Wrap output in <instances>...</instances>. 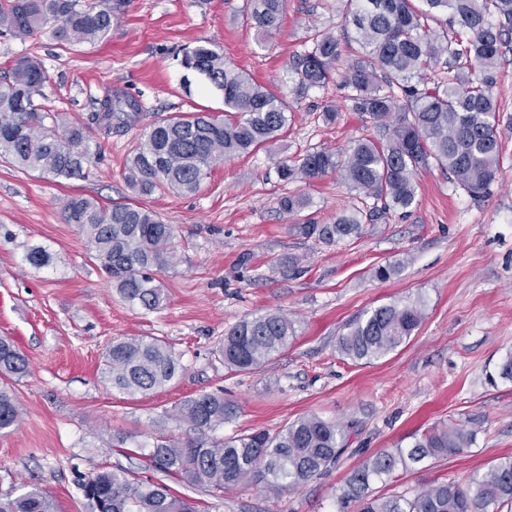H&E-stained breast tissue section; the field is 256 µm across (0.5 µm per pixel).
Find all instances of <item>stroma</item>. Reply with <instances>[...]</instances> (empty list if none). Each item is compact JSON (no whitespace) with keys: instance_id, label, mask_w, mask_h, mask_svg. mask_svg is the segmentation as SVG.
Returning <instances> with one entry per match:
<instances>
[{"instance_id":"1","label":"stroma","mask_w":512,"mask_h":512,"mask_svg":"<svg viewBox=\"0 0 512 512\" xmlns=\"http://www.w3.org/2000/svg\"><path fill=\"white\" fill-rule=\"evenodd\" d=\"M247 11L248 0H121L118 22L101 41L69 46L47 31L0 35V83L15 59L38 58L49 76L42 103L64 121L86 119L109 87L143 106L130 130L93 136L86 179L57 183L0 159V337L29 361L28 374L13 385L23 420L0 433V495L35 484L53 497L56 512H86L80 484L106 468L163 482L199 512H338L355 468L409 446L434 425L464 424L474 434L470 448L373 482L371 495L410 498L441 482L466 483L512 457V380L499 375L512 353V125L500 126V170L482 201L433 165L415 175L410 213H389L358 237L316 243L297 224H328L373 201L337 173L282 182L277 163L322 147L342 154L362 137L384 143L389 131L354 112L339 84L299 97L283 81L312 28L340 40L338 68L360 55L346 0H285L281 28L262 42ZM201 40L283 96L288 129L275 145L215 166L196 193L135 196L124 179L126 161L158 116L224 109L222 95L181 65L184 50ZM329 105L336 108L332 123L321 116ZM71 194L105 205L136 201L173 225L177 259L157 275L160 309L148 312L119 296L83 235L64 220L61 200ZM288 194L308 198V208L280 213L278 200ZM33 247L50 253L49 266L26 262ZM389 264L396 273L376 279L374 269ZM417 299L424 318L396 351L368 363L341 354L337 340L356 317ZM269 311L295 322L296 337L281 355L249 373L212 358L229 327ZM132 336L165 341L180 364L173 382L147 396H127L102 375L108 346ZM217 389L238 415L215 437L273 434L315 414L346 425L345 450L327 472L279 495L248 481L216 497L205 485L158 471L148 453L159 436H201L177 416L179 403Z\"/></svg>"}]
</instances>
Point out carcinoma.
I'll use <instances>...</instances> for the list:
<instances>
[{"mask_svg":"<svg viewBox=\"0 0 512 512\" xmlns=\"http://www.w3.org/2000/svg\"><path fill=\"white\" fill-rule=\"evenodd\" d=\"M250 22L263 39L280 26L284 0H250ZM347 0L346 17L355 28L362 54L339 72V40L316 29L289 62L294 91L301 96L340 81L352 90V109L380 125H391L388 144L355 142L346 156L321 148L276 165L283 182L316 180L336 170L349 188L381 203L355 208L330 224L307 220L299 233L322 243L359 236L362 224L416 203L417 171L436 163L472 199L489 194L500 170L499 106L495 96L502 49L512 41V0ZM112 0H0V32L26 38L49 29L60 43L96 41L117 20ZM448 14L455 27L443 39L428 34L426 23ZM496 20H491V17ZM440 63L451 73L434 81L427 72ZM183 66L222 93L224 114L182 113L153 123L137 142L126 180L138 195L174 189L192 194L213 166L250 154L280 138L288 128L284 99L200 44L185 53ZM47 76L41 62L16 59L9 82L0 86V157L54 180L88 176L91 128L109 136L129 129L141 117L139 101L121 90H107L85 122L61 123L39 97ZM279 210L295 215L308 206L300 195L279 199ZM64 220L86 238L93 257L131 306L158 309L162 288L154 272L176 260L174 231L153 211L135 203L104 206L68 196ZM423 320L420 300L393 302L357 317L338 337L340 351L355 361L380 359L410 339ZM295 337L294 322L280 312L242 320L228 329L212 353L234 372H251L281 354ZM112 387L129 396H146L176 379L180 364L166 343L126 338L104 356ZM29 362L16 346L0 338V431L16 427L24 409L9 382L28 373ZM237 405L224 393L183 400L177 414L201 432L231 422ZM345 429L316 415L300 417L274 435L265 431L225 439L182 442L161 436L150 453L153 465L220 494L247 480L278 492L293 491L336 464L344 451ZM473 433L462 424L433 428L407 448L385 450L367 459L347 480L339 503H358V512H501L512 507V458L499 461L466 485L446 482L412 498L371 497V483L432 458L462 453ZM86 512H197L186 498L159 482L132 481L123 473L100 470L81 483ZM0 512H55L50 495L31 486L17 496L0 497Z\"/></svg>","mask_w":512,"mask_h":512,"instance_id":"1","label":"carcinoma"}]
</instances>
